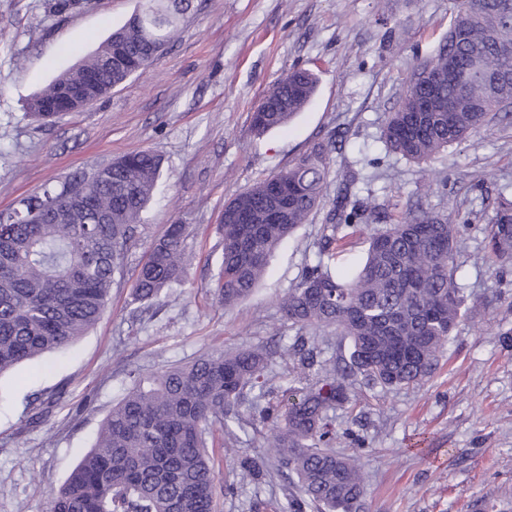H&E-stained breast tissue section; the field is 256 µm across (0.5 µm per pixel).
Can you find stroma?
Wrapping results in <instances>:
<instances>
[{"label": "stroma", "mask_w": 512, "mask_h": 512, "mask_svg": "<svg viewBox=\"0 0 512 512\" xmlns=\"http://www.w3.org/2000/svg\"><path fill=\"white\" fill-rule=\"evenodd\" d=\"M0 0V213L49 184L138 150L162 160L106 312L66 349L0 375V512H46L135 374L211 348L292 343L279 302L315 263L337 196L371 203L374 224L407 208L457 225L465 316L439 368L394 390L354 385L337 409L336 449L363 446L365 512H512V264H474L501 185L512 184V116L430 165L379 141L415 67L448 34L452 0H192L163 53L78 114L40 127L30 97L94 51L137 0ZM316 92L288 127L255 136L250 116L289 69ZM317 143L331 159L325 198L275 251L254 292L227 308L213 290L225 202ZM189 227L178 298L133 301L141 263L170 224ZM271 425L242 407L216 432L211 463L235 473L216 512H282L296 479L257 453Z\"/></svg>", "instance_id": "stroma-1"}]
</instances>
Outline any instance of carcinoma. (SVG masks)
Instances as JSON below:
<instances>
[{
  "instance_id": "cac0c4a2",
  "label": "carcinoma",
  "mask_w": 512,
  "mask_h": 512,
  "mask_svg": "<svg viewBox=\"0 0 512 512\" xmlns=\"http://www.w3.org/2000/svg\"><path fill=\"white\" fill-rule=\"evenodd\" d=\"M189 2L139 0L142 20L112 31L93 55L36 92L27 117L43 125L60 119L48 107L83 68L95 73L105 94L151 64L158 47L174 37ZM450 60L458 77L436 89L430 112L417 111L426 92L418 77L425 65L414 70L382 128L388 152L426 164L512 105V0H457L448 37L431 58L441 70ZM316 86L311 70H289L261 100L267 110H253L254 133L287 125ZM328 170V149L318 143L224 205L214 283L220 303L228 307L252 293L276 248L321 204ZM160 171L161 159L153 152H130L112 161L108 179L87 183L85 175H74L0 218V374L71 345L100 321ZM72 188L92 201L78 223L35 221L32 213L44 214ZM368 222V208L348 205L345 196L336 200L316 262L281 302L297 329L283 350L300 369L288 387L268 383L272 355L259 346L211 350L134 378L92 448L51 492L48 512H214L218 491H232L234 482L210 466L208 438L216 427L234 434L238 407L255 391L260 398L287 399L282 410L269 404L260 411L261 419L272 422L266 447L278 469L298 479L299 495L284 512H303L308 505L318 512H359L361 457L336 453L330 412L351 402V377L397 389L430 376L461 321L463 303L457 226L427 211L409 210L391 224L375 226L365 258L348 271L336 269L340 242ZM188 230L187 224H171L153 244L135 281L137 303L150 305L182 286ZM486 232L477 260L512 258V185L499 190ZM311 330H331L349 342L341 373L316 359ZM314 368L324 376L311 383Z\"/></svg>"
}]
</instances>
